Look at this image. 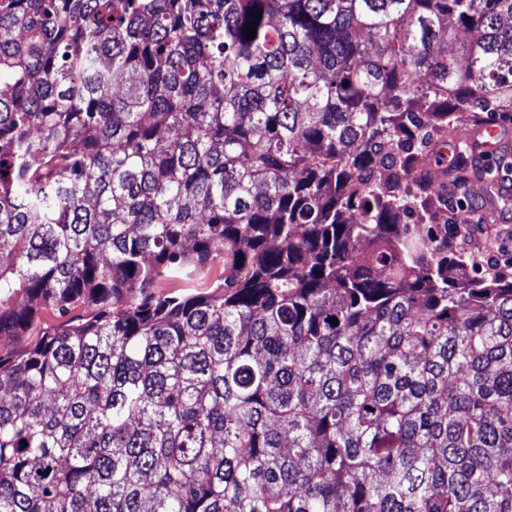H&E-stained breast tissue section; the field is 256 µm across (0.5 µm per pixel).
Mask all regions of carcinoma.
<instances>
[{
    "mask_svg": "<svg viewBox=\"0 0 512 512\" xmlns=\"http://www.w3.org/2000/svg\"><path fill=\"white\" fill-rule=\"evenodd\" d=\"M480 112L512 0H0V512H512V281L412 229ZM58 322L59 319L57 318L54 311L50 309H42L38 316L37 328L22 334V336H15L3 339L0 342V351L2 350V353H4L6 350H18L26 346H29L30 344L34 343L38 338L37 334L40 328L46 326H53L56 325Z\"/></svg>",
    "mask_w": 512,
    "mask_h": 512,
    "instance_id": "obj_1",
    "label": "carcinoma"
}]
</instances>
